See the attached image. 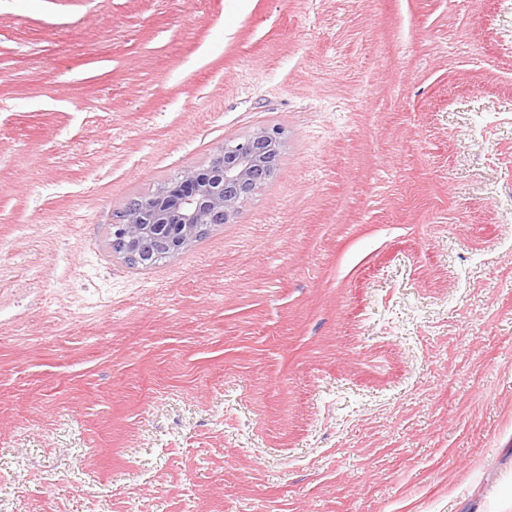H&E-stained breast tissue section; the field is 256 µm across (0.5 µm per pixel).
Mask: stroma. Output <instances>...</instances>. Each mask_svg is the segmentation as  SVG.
I'll use <instances>...</instances> for the list:
<instances>
[{
  "label": "stroma",
  "mask_w": 512,
  "mask_h": 512,
  "mask_svg": "<svg viewBox=\"0 0 512 512\" xmlns=\"http://www.w3.org/2000/svg\"><path fill=\"white\" fill-rule=\"evenodd\" d=\"M279 126L131 265L134 198ZM512 501V0H0V512ZM282 135L273 126L232 140L207 168L187 169L155 195L131 200L111 227L115 252L129 263L154 264L190 247L212 226L229 223L239 203L274 175ZM144 240L168 255L158 251L152 260Z\"/></svg>",
  "instance_id": "1"
}]
</instances>
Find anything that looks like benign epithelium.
Segmentation results:
<instances>
[{"mask_svg":"<svg viewBox=\"0 0 512 512\" xmlns=\"http://www.w3.org/2000/svg\"><path fill=\"white\" fill-rule=\"evenodd\" d=\"M283 130L263 128L232 140L218 150L205 169H187L151 197L130 201L112 225L115 252L129 263L148 265L149 240L175 256L218 224H227L239 203L276 170Z\"/></svg>","mask_w":512,"mask_h":512,"instance_id":"benign-epithelium-1","label":"benign epithelium"}]
</instances>
